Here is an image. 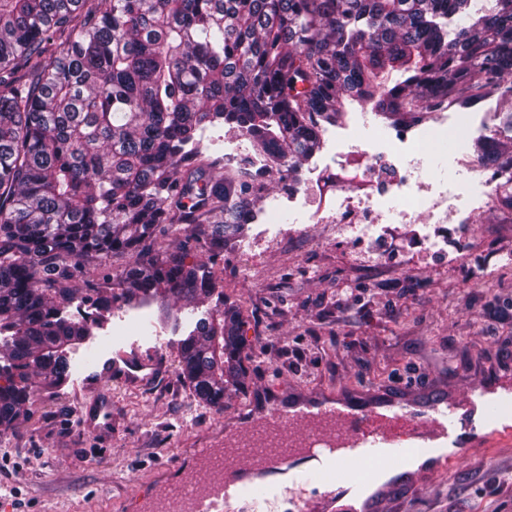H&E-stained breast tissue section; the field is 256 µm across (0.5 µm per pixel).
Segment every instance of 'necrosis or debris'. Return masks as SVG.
<instances>
[{
  "mask_svg": "<svg viewBox=\"0 0 512 512\" xmlns=\"http://www.w3.org/2000/svg\"><path fill=\"white\" fill-rule=\"evenodd\" d=\"M449 129L447 113L431 124L404 133L373 128L359 115L343 131L332 134L329 153L336 161L360 155L377 178L370 192L356 195L337 183L336 209L328 221L348 225L353 238L370 237L377 224L470 223L492 193L493 182L484 170L474 169L465 181L436 179L425 163L427 144L438 141Z\"/></svg>",
  "mask_w": 512,
  "mask_h": 512,
  "instance_id": "1",
  "label": "necrosis or debris"
}]
</instances>
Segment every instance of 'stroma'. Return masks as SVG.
Listing matches in <instances>:
<instances>
[{
	"label": "stroma",
	"instance_id": "1",
	"mask_svg": "<svg viewBox=\"0 0 512 512\" xmlns=\"http://www.w3.org/2000/svg\"><path fill=\"white\" fill-rule=\"evenodd\" d=\"M312 162L293 186L268 197H300L308 211L330 204L325 184L365 177L366 160L343 166ZM250 225L240 247L207 264L222 299L239 305L250 356L245 387L223 407L201 401L186 384L178 348L192 321L173 297L140 308L121 302L92 336L68 352L69 375L53 385L33 379L18 422L0 429V486L22 492L8 512H139L150 495L153 462L179 474L186 449L224 433L251 392L295 389L345 393L371 384H429L465 397L485 371L512 352V211L488 207L471 224H385L378 235L349 241L343 225ZM455 240L427 249L423 234ZM487 270L486 284L475 273ZM148 362L138 382L105 370L119 355ZM387 512H512V441L490 438L463 462L409 489Z\"/></svg>",
	"mask_w": 512,
	"mask_h": 512
}]
</instances>
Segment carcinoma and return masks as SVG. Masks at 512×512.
<instances>
[{
  "instance_id": "obj_1",
  "label": "carcinoma",
  "mask_w": 512,
  "mask_h": 512,
  "mask_svg": "<svg viewBox=\"0 0 512 512\" xmlns=\"http://www.w3.org/2000/svg\"><path fill=\"white\" fill-rule=\"evenodd\" d=\"M393 70L403 80L388 85ZM511 76L512 0H0V346L17 371L0 372V427L29 375L67 378L68 350L112 302L208 301L206 265L160 239L235 247L344 100L422 124L511 99ZM215 124L268 166L207 155L197 135ZM469 147L512 210V111ZM116 254L130 263L114 275ZM76 301L97 318L65 314ZM241 324L220 302L180 343L181 376L207 404L244 388Z\"/></svg>"
}]
</instances>
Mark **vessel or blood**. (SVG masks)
Instances as JSON below:
<instances>
[{
    "label": "vessel or blood",
    "mask_w": 512,
    "mask_h": 512,
    "mask_svg": "<svg viewBox=\"0 0 512 512\" xmlns=\"http://www.w3.org/2000/svg\"><path fill=\"white\" fill-rule=\"evenodd\" d=\"M240 426L214 444L189 449L173 480L157 481L144 512H264L288 501L290 512H339L344 498L363 500L385 470H404L410 456L438 454L439 467L496 435H512V391L484 381L466 400L425 386H373L351 394L291 392L287 399L253 396ZM406 472L370 506L385 504L425 479Z\"/></svg>",
    "instance_id": "obj_1"
}]
</instances>
